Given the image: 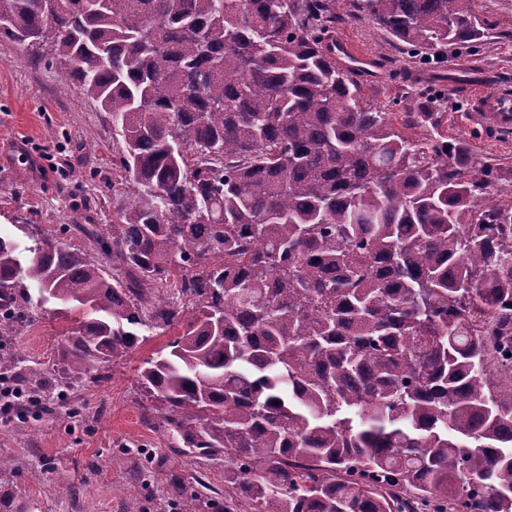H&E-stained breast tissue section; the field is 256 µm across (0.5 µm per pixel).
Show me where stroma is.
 Masks as SVG:
<instances>
[{
    "label": "stroma",
    "mask_w": 512,
    "mask_h": 512,
    "mask_svg": "<svg viewBox=\"0 0 512 512\" xmlns=\"http://www.w3.org/2000/svg\"><path fill=\"white\" fill-rule=\"evenodd\" d=\"M473 10L487 25L486 37L447 47L438 61L411 58L370 22L347 20L336 31L384 64L383 77L364 86L370 105L398 120L432 91L441 133L465 139L479 159L512 168V131L473 123L469 100L447 78L459 67L512 83V0H474ZM59 71L51 56L30 58L0 38V234L25 245L23 225L64 224L60 245L87 248L79 225L111 223L131 188L113 166L123 143L111 121L76 88L63 86ZM19 140L47 167L46 177L15 158ZM77 327L74 318L37 308L27 325L0 338L1 352L44 370L38 381L14 377L19 404L0 410V458L8 462L0 469V512H180L189 497L197 512H247L224 508L233 458L184 447L140 385L146 361L177 329L64 385L55 362Z\"/></svg>",
    "instance_id": "1"
}]
</instances>
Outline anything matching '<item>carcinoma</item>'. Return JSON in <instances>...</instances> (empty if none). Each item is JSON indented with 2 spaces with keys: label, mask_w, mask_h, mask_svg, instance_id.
Here are the masks:
<instances>
[{
  "label": "carcinoma",
  "mask_w": 512,
  "mask_h": 512,
  "mask_svg": "<svg viewBox=\"0 0 512 512\" xmlns=\"http://www.w3.org/2000/svg\"><path fill=\"white\" fill-rule=\"evenodd\" d=\"M472 0H349L407 51L480 40ZM336 0H0L106 112L132 194L94 246L0 236V302L79 314L64 382L173 326L144 389L252 512H512V169L396 126L325 45ZM51 30L34 47L29 32ZM422 128L424 136L410 131Z\"/></svg>",
  "instance_id": "cac0c4a2"
}]
</instances>
